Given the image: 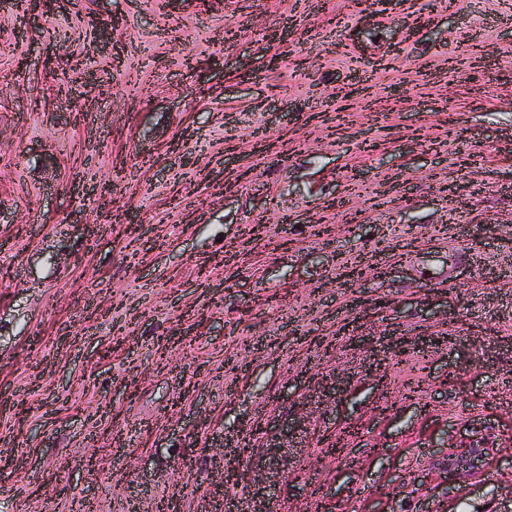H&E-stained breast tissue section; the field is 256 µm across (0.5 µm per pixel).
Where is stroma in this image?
I'll use <instances>...</instances> for the list:
<instances>
[{"instance_id": "stroma-1", "label": "stroma", "mask_w": 512, "mask_h": 512, "mask_svg": "<svg viewBox=\"0 0 512 512\" xmlns=\"http://www.w3.org/2000/svg\"><path fill=\"white\" fill-rule=\"evenodd\" d=\"M16 3L0 512H512V0ZM488 448H462L448 451V457L444 462L445 472L448 474H461L482 467L491 466L493 458Z\"/></svg>"}]
</instances>
